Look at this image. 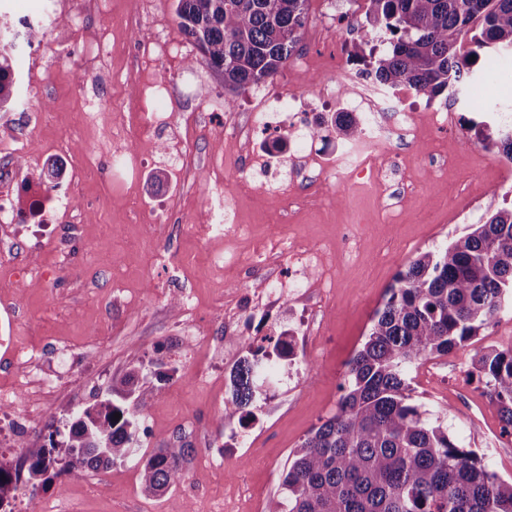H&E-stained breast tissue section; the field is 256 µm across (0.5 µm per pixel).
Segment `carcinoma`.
Returning <instances> with one entry per match:
<instances>
[{
	"label": "carcinoma",
	"mask_w": 512,
	"mask_h": 512,
	"mask_svg": "<svg viewBox=\"0 0 512 512\" xmlns=\"http://www.w3.org/2000/svg\"><path fill=\"white\" fill-rule=\"evenodd\" d=\"M308 0H176L179 28L224 86L246 89L273 79L301 41ZM367 29L388 36L369 66L389 87L408 85L435 97L464 90L476 58L512 55V0H368ZM472 48L461 52L462 43ZM9 52L0 48V109L15 98ZM340 138L361 124L332 119ZM512 161V133L482 135ZM512 302V207L469 234L419 254L400 270L372 318L362 346L347 363L336 412L311 429L282 480L276 512H512V482L460 447L439 419L416 404L411 372L470 340ZM290 331L268 338L272 351L244 339L219 425L246 426L259 387L293 356ZM512 435V347L490 348L473 361ZM136 376L111 397L51 426L49 447L16 466L0 463V507L38 484L92 463L105 470L136 453L143 413L124 406ZM119 418H114V415ZM195 455L183 439L139 459L145 491L161 495L185 477Z\"/></svg>",
	"instance_id": "1"
}]
</instances>
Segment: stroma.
I'll return each instance as SVG.
<instances>
[{"instance_id": "obj_1", "label": "stroma", "mask_w": 512, "mask_h": 512, "mask_svg": "<svg viewBox=\"0 0 512 512\" xmlns=\"http://www.w3.org/2000/svg\"><path fill=\"white\" fill-rule=\"evenodd\" d=\"M125 2L56 0L58 17L88 13L96 25L73 32L62 50L49 24L39 41L10 52L20 103L0 112V142H23L26 152L16 180H0V197L11 195L15 211L27 220L0 223V324H11L18 343L37 357L18 370L0 352V391L24 395L31 409L21 429L14 412L0 415L10 426L0 440V462L12 465L21 453L46 447L50 425H62L133 371L137 394L149 399L142 450L186 437L196 454L185 478L154 496L144 491L133 460L92 477L74 471L38 489L30 512H252L257 505L273 512L295 450L335 413L346 363L364 342L396 273L417 254L470 232V225L443 220L460 196L477 195L483 219L512 206V190L480 179L481 169L501 162V154L478 157L472 148L476 133L462 139L455 132L459 124H489L490 112L512 111V96L493 95L487 112L448 97L454 120L435 123L425 138L448 143L453 156L415 146L411 187L393 175L380 195L337 189L332 206L313 201L301 212L293 186L310 180L313 169L296 164L293 183L274 182L268 194L255 196L232 169L217 164L232 150L226 112H202L200 121L211 135L199 142L195 156L207 179L235 195L243 225L237 237L209 244L191 230L203 219L205 182L185 184L177 223L156 227L139 217L142 201L163 203L171 193L160 139L136 145L144 156L139 178L116 184L108 176L120 138L118 114L139 82L176 78L166 59L143 63L130 34L113 27L112 15ZM365 6L366 0H345L328 20L331 39L301 40L299 54L326 52L341 36L344 54H351L360 38L350 35L345 13L355 11V20L364 21ZM94 37L112 42L115 54L87 56ZM188 54L195 60L197 92L180 98L181 107L210 95L243 105L247 91L225 89L222 78L198 62L196 47ZM99 98L105 119L85 125L84 102ZM54 163L62 169L58 186L69 192L75 210L62 215L48 208L30 217L33 197L46 200L51 193L27 178ZM283 234L330 257L326 284L295 299L270 298L243 282V261L263 238ZM186 294L192 306H183ZM266 317L279 329H293L294 360L257 398V417L246 428L254 442L246 447L217 419L227 378L244 355L241 341L261 337ZM491 345L512 346L511 306L463 346L431 358L429 369L414 376V396L450 436L508 481L512 436L502 434L497 407L471 365L473 355ZM19 438L25 441L21 450L14 446Z\"/></svg>"}]
</instances>
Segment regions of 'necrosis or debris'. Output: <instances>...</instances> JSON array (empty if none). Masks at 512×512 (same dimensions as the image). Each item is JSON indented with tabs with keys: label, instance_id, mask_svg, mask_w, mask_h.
Returning <instances> with one entry per match:
<instances>
[{
	"label": "necrosis or debris",
	"instance_id": "necrosis-or-debris-1",
	"mask_svg": "<svg viewBox=\"0 0 512 512\" xmlns=\"http://www.w3.org/2000/svg\"><path fill=\"white\" fill-rule=\"evenodd\" d=\"M298 66L306 76L320 79V103L339 112L352 113L361 122V136L356 143L342 145L332 155L316 153L311 136L313 125L308 119L312 106L303 94L267 86L254 88L249 95L246 122L231 126L239 147L228 161L240 181L251 185L257 194L268 191L265 174L272 167L274 157L250 148L251 133L257 127L276 131L285 126L290 130L289 162H303L317 172L310 187L312 194L324 195L333 183L357 186L365 182L378 186L385 170L382 159L391 148V135L409 131L414 124L410 105L417 99V92L407 87H387L369 70L350 67L337 58L329 62L303 59ZM174 103L172 84L150 83L142 99L129 101L122 114V127L130 141L170 131L167 155L171 171L180 178L196 180L201 172L192 165V147L203 137L204 130L194 112L183 113L180 120H173L171 107ZM212 191L218 201L205 208L203 223L193 227L195 234L207 241L235 236L238 215L234 197L224 193L218 184ZM282 256L289 257L298 267L295 276L287 280L270 274L272 259ZM325 261L324 251L300 249L287 236L281 235L266 241L255 252L248 262V276L265 280L270 295H301L309 286L306 269L322 267Z\"/></svg>",
	"mask_w": 512,
	"mask_h": 512
}]
</instances>
